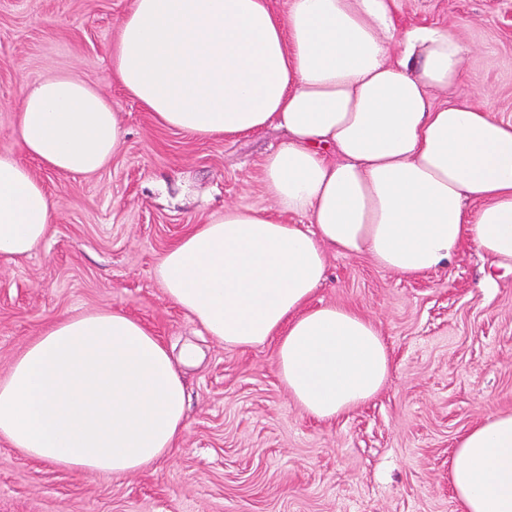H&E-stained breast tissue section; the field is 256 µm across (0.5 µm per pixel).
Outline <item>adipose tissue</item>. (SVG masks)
<instances>
[{"mask_svg":"<svg viewBox=\"0 0 512 512\" xmlns=\"http://www.w3.org/2000/svg\"><path fill=\"white\" fill-rule=\"evenodd\" d=\"M400 0H134L112 41V80L155 122L197 138H288L263 160L274 207H225L167 250V298L215 341H275L274 366L301 411L333 420L370 400L391 361L359 311L313 305L329 255L367 256L413 278L463 243L512 272V118L490 104L436 103L472 49L437 26L398 28ZM20 148L45 168L91 175L117 153L111 102L63 73L15 105ZM55 205L0 151V255L25 257ZM181 359L126 313L60 318L0 378V438L36 460L126 474L169 453L185 429ZM449 476L459 512H512V412L458 441Z\"/></svg>","mask_w":512,"mask_h":512,"instance_id":"ef3b65f1","label":"adipose tissue"}]
</instances>
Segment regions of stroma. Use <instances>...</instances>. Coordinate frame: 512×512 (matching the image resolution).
<instances>
[{
	"instance_id": "35a3bbf8",
	"label": "stroma",
	"mask_w": 512,
	"mask_h": 512,
	"mask_svg": "<svg viewBox=\"0 0 512 512\" xmlns=\"http://www.w3.org/2000/svg\"><path fill=\"white\" fill-rule=\"evenodd\" d=\"M132 0H0V150L40 180L57 219L29 256L0 257V378L57 319L123 311L181 366L188 409L177 446L125 475L29 458L0 438V512H458L448 476L459 438L512 412V273L463 244L448 266L402 278L368 257L331 256L314 304L359 310L392 370L369 402L332 421L301 412L274 367L275 345L227 347L173 305L154 271L193 225L225 206L271 209L267 130L195 138L156 125L111 77L112 40ZM398 27L435 25L473 49L449 99L512 117V0H402ZM73 73L112 104L124 137L91 176L20 151L13 103L26 85Z\"/></svg>"
}]
</instances>
